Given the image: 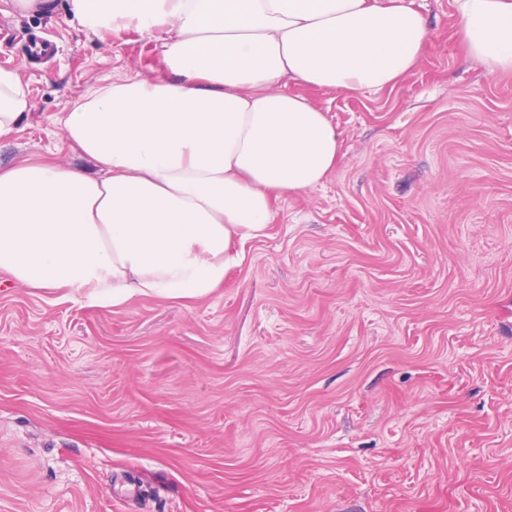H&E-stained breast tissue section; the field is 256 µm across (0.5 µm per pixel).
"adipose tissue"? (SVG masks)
Here are the masks:
<instances>
[{"instance_id": "adipose-tissue-1", "label": "adipose tissue", "mask_w": 512, "mask_h": 512, "mask_svg": "<svg viewBox=\"0 0 512 512\" xmlns=\"http://www.w3.org/2000/svg\"><path fill=\"white\" fill-rule=\"evenodd\" d=\"M88 33L157 37L165 77L88 90L59 122L90 175L22 160L0 170V270L30 288L121 306L198 299L273 204L322 185L341 134L287 84L356 95L395 86L429 43L411 0H67ZM465 61L512 72V0H453ZM29 101L0 68V138Z\"/></svg>"}]
</instances>
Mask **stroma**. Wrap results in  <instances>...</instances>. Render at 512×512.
<instances>
[{
    "instance_id": "1",
    "label": "stroma",
    "mask_w": 512,
    "mask_h": 512,
    "mask_svg": "<svg viewBox=\"0 0 512 512\" xmlns=\"http://www.w3.org/2000/svg\"><path fill=\"white\" fill-rule=\"evenodd\" d=\"M52 2L0 0L30 102L0 167L92 173L60 113L160 44ZM414 6L429 45L395 87L288 84L337 166L209 296L103 306L0 271V512H512V73L464 61L453 0Z\"/></svg>"
}]
</instances>
